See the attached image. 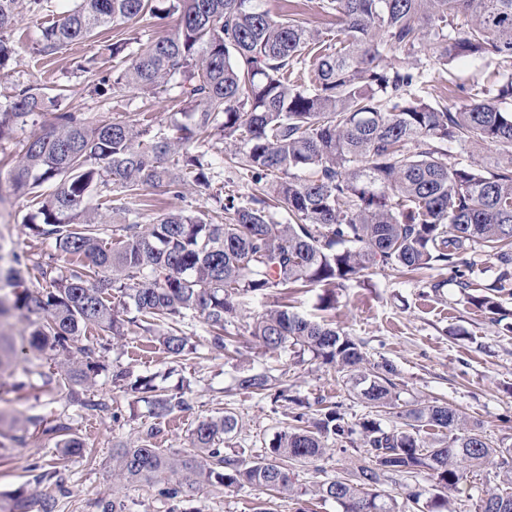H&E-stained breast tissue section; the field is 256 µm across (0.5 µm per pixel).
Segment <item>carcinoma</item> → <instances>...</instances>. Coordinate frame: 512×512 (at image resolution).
<instances>
[{
    "instance_id": "cac0c4a2",
    "label": "carcinoma",
    "mask_w": 512,
    "mask_h": 512,
    "mask_svg": "<svg viewBox=\"0 0 512 512\" xmlns=\"http://www.w3.org/2000/svg\"><path fill=\"white\" fill-rule=\"evenodd\" d=\"M18 0H0V34L15 22ZM336 17V31L312 28L294 13L275 18L260 0H76L46 26L38 49L53 56L101 27L146 15L176 13L175 30L139 44L107 47L116 61L102 83L150 91L181 89L183 123L173 133L153 122L91 125L81 112H54L49 127L32 135L10 173L13 194H36L35 235L52 241L56 255L34 265L45 286L26 285L20 257L0 266V317L21 309L31 317L21 344L0 336V372L21 361H49L42 387L64 395L84 413L105 406L89 395L106 368L109 347L79 344L94 328L123 336L134 325L173 359L196 351L182 330L188 318L205 326L207 341L227 358L240 354L238 299L288 288L318 286L324 309L336 304V286L373 268L446 270L463 291L466 270L481 251L499 267L494 287L468 303L496 315L512 299V0H320ZM464 58L490 69L467 89V103L450 108L431 100L422 80L425 62L449 67ZM47 96L18 91L0 113V140L11 126L35 120ZM237 146L233 166L258 186L245 201L215 188L208 137ZM483 145L498 160L478 163ZM215 200L213 214L165 212L140 222L145 191L180 195L186 185ZM97 197L104 211L86 201ZM288 221L274 219L272 206ZM112 225V243L104 241ZM136 315L127 316L128 310ZM247 331L272 353L305 356L344 378L348 392L375 417L350 422L343 403L319 405L313 416L291 411L261 458L224 453L238 428L229 411L191 429L189 449L161 448L153 424L134 442L112 449L113 479L158 487L179 499L204 480L226 488L294 492L289 474L321 458L326 442L362 437L353 477L317 484L316 495L343 512H423L420 494L403 504L384 485L402 474L427 473L449 512L469 467L492 464L504 488L490 489L478 512H512V448L496 447L481 428L443 404L397 410V367L373 362L344 332L276 305L252 317ZM112 371V390L141 394L162 423L190 408L187 389L170 393L143 378L133 383ZM239 390L297 407L287 381L267 371L241 372ZM393 414L409 428L384 427ZM70 455L84 452L70 416L46 423L0 410V428L22 441L28 425ZM428 427L439 438H419ZM44 496L5 497L0 512H53Z\"/></svg>"
}]
</instances>
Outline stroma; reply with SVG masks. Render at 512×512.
<instances>
[{
	"label": "stroma",
	"instance_id": "stroma-1",
	"mask_svg": "<svg viewBox=\"0 0 512 512\" xmlns=\"http://www.w3.org/2000/svg\"><path fill=\"white\" fill-rule=\"evenodd\" d=\"M49 20L33 11L30 0H20L16 23L4 35L12 47L13 61L0 76V111L8 107L14 93L28 85L50 88L67 86L62 105L83 112L87 121L132 122L150 113L157 128L171 131L181 116L172 91H138L101 85L112 71L106 49L112 42L137 37L157 39L174 31L176 15L136 18L118 23L90 39L70 44L53 57H43L37 48L41 30ZM488 74L479 61L453 64L451 70L430 64L428 90L444 105L463 97L462 90ZM40 125H16L9 138L0 141V245L22 256L38 260L51 247L32 235L25 223L34 211L30 198L13 195L9 178L20 144L40 132ZM153 203L143 222H151L164 210L198 213L214 207V200L183 189L174 196L150 191ZM442 271L405 274L392 268H374L345 282L336 291V305L320 307L317 288L289 289L286 300L293 312L331 324L362 341L370 360L393 362L399 371V404L410 409L419 404L445 403L480 425L498 445L512 446V333L492 322L467 301L455 283L433 290ZM184 330L197 346L192 358L175 361L151 349L146 335L131 328L110 344L108 364L129 369L132 376L162 373L168 389L190 380L191 407L177 413L164 425L163 447L186 449L188 434L198 419L232 412L239 421L237 431L225 440V452H241L248 459L264 455L280 429L285 402L238 391L235 378L252 369L284 376L292 392L309 401L343 402L349 419L365 414L366 408L349 398L334 370L316 362H298L289 355L264 351L252 336L242 338L240 354L225 360L213 350L199 319H188ZM23 367L0 374V408L25 415L55 417L64 407L60 395L23 386ZM92 393L107 407L91 417H78L74 432L86 451L80 456H61L54 444L35 436L9 443L0 449V496L46 494L56 498V512H102L105 502H120L124 512H254L264 503L268 512H296L299 502L310 499L315 482L352 470V452H328L322 459L291 471L295 494L272 496L249 487L227 489L207 482L197 485L177 500L159 497L142 484L112 480V446L129 443L148 427L151 420L144 403L113 391L107 375H100ZM53 467V479H36L33 464Z\"/></svg>",
	"mask_w": 512,
	"mask_h": 512
}]
</instances>
